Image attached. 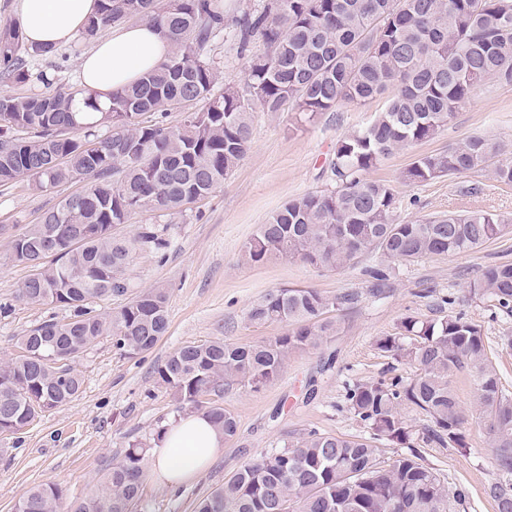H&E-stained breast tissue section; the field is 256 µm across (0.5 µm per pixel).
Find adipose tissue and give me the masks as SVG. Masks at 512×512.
<instances>
[{"label":"adipose tissue","instance_id":"adipose-tissue-1","mask_svg":"<svg viewBox=\"0 0 512 512\" xmlns=\"http://www.w3.org/2000/svg\"><path fill=\"white\" fill-rule=\"evenodd\" d=\"M98 0H15V15L27 45L59 49L82 32ZM169 55V44L145 22L123 24L98 36L82 56L78 85L107 105L113 91L137 82ZM223 436L202 412L167 425L150 451L151 472L163 487L194 480L215 460Z\"/></svg>","mask_w":512,"mask_h":512}]
</instances>
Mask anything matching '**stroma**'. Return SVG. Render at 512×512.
I'll list each match as a JSON object with an SVG mask.
<instances>
[{
    "mask_svg": "<svg viewBox=\"0 0 512 512\" xmlns=\"http://www.w3.org/2000/svg\"><path fill=\"white\" fill-rule=\"evenodd\" d=\"M89 47L79 36L54 54L29 58L31 74L46 73L47 82L0 81V92L49 94L76 88L79 60ZM210 55L219 71L216 91L244 87L246 60L232 35L217 38ZM382 106L379 98L358 107L345 105L311 123L297 121L291 112H254L251 148L215 193L181 213L143 212L121 225L127 236L140 224L169 227L165 256L136 255L126 270L136 287L166 292L168 331L151 351L134 357L119 354L110 339H99L75 362L84 379L79 397L36 417L22 431L20 443L0 439V512H15L30 488L47 482L60 484L67 501L83 498L100 484L112 461L123 457L129 443L153 448L165 425L183 414L171 389L158 381L157 368L185 344L215 338L257 344L283 333V325L248 317L252 305L273 290L313 288L331 296L353 295L354 302L329 312V320L341 327L337 336L291 355L272 383L256 391L233 384L213 394L212 402L236 417L237 435L225 440L211 467L190 483L169 490L145 478L136 512H194L197 501L222 486L244 461L283 448L310 429L367 438L368 427L348 408L346 389L359 380L416 374L415 364L382 356L375 346L409 316L432 321L453 310L481 323L488 358L512 392V316L469 298V286L485 266L512 262V234L470 252L393 263L388 286L378 296L363 274L378 262L374 252L338 270L288 259L260 265L242 260L259 226L283 205L331 187L337 140L367 125ZM475 135L512 150V83H486L432 139L395 150L371 170L372 178L394 189L400 219L462 210L512 214V186L498 183L488 171L417 185L401 179L416 155L446 150ZM79 189L76 183L39 188L26 179L0 186V302L12 305L8 315L0 316V362L17 353L20 336L32 326L67 315L59 306L16 301L30 269L13 261L11 240L19 227L38 223L44 212ZM454 388L464 417V447L431 444L421 453L448 490L465 492L463 499L449 498L448 512H496L485 492L496 477L494 450L473 380L468 373H457Z\"/></svg>",
    "mask_w": 512,
    "mask_h": 512,
    "instance_id": "35a3bbf8",
    "label": "stroma"
}]
</instances>
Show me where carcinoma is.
<instances>
[{
	"mask_svg": "<svg viewBox=\"0 0 512 512\" xmlns=\"http://www.w3.org/2000/svg\"><path fill=\"white\" fill-rule=\"evenodd\" d=\"M146 21L171 44L157 70L112 93L102 108L83 91L0 93V185L29 178L40 187L86 181L79 194L46 212L13 240V258L35 270L18 289L25 304L68 309L19 339L21 354L0 362V435H16L42 413L81 393L74 359L103 336L132 357L153 349L168 326L167 295L141 289L112 312L94 299L129 293L127 266L138 252L164 255L168 225L142 224L125 238L113 228L138 212L175 214L224 184L251 146V114L291 110L308 121L343 105L385 99L365 127L336 142L335 186L292 200L260 225L242 259H294L330 269L370 249L384 260L365 268L374 292L386 287L390 261L472 251L512 233V215L488 212L401 221L390 184L366 176L400 147L433 138L489 81L512 82V0H262L224 13L221 0H99L83 37L127 19ZM232 32L247 60L246 88L214 93L212 41ZM10 26L0 35V79L26 84L30 56ZM83 96L86 111L74 108ZM183 112L180 126L166 114ZM112 129L102 134L99 128ZM512 184V156L485 136L417 155L402 180L419 184L481 173ZM472 298L512 315V263L486 266L470 284ZM351 301L312 288L265 294L249 312L257 323L286 330L256 345L220 338L182 346L157 368L180 408L205 412L226 438L237 420L202 398L238 383L258 389L274 381L288 357L316 348L339 330L323 315ZM401 332L376 348L417 366L410 378L360 380L349 386V410L375 440L405 445L413 432L399 414L407 405L429 418L423 442L460 447L462 415L455 373L472 377L495 449L497 481L486 493L497 512H512V393L489 364L481 324L460 313L424 322L406 317ZM410 339L404 344V339ZM144 451L132 443L102 483L68 512H133L141 496ZM63 489L40 484L15 512H63ZM448 512V490L421 452L383 466L377 448L311 430L281 450L252 458L224 486L201 498L195 512Z\"/></svg>",
	"mask_w": 512,
	"mask_h": 512,
	"instance_id": "1",
	"label": "carcinoma"
}]
</instances>
